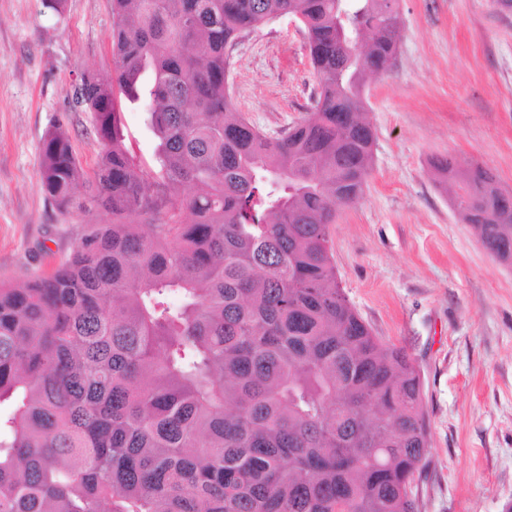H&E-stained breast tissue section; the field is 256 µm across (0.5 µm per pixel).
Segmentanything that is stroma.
<instances>
[{
    "label": "stroma",
    "mask_w": 512,
    "mask_h": 512,
    "mask_svg": "<svg viewBox=\"0 0 512 512\" xmlns=\"http://www.w3.org/2000/svg\"><path fill=\"white\" fill-rule=\"evenodd\" d=\"M396 61L366 82L372 166L362 199L338 210L336 275L376 336L405 348L428 412L420 512H504L512 504V266L455 211L431 161L479 164L512 194V9L494 0H400ZM111 0H0V282L21 284L69 257L105 211L61 214L40 187V145L63 120L75 155L101 151L71 107L86 71L108 75ZM234 102L274 135L299 122L315 78L298 23L281 18L231 49Z\"/></svg>",
    "instance_id": "1"
}]
</instances>
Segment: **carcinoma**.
Segmentation results:
<instances>
[{
  "instance_id": "obj_1",
  "label": "carcinoma",
  "mask_w": 512,
  "mask_h": 512,
  "mask_svg": "<svg viewBox=\"0 0 512 512\" xmlns=\"http://www.w3.org/2000/svg\"><path fill=\"white\" fill-rule=\"evenodd\" d=\"M399 2L112 0L113 72L73 101L97 170L59 120L40 164L59 211L112 223L53 273L0 283V512H418L420 371L354 309L329 248L369 176L365 80L394 64ZM282 17L317 87L271 137L232 101L229 51ZM123 101L147 116L152 167ZM432 166L512 264V196L479 165ZM122 107L128 148L142 163H150L153 142L151 133L145 124V115L127 106L123 105Z\"/></svg>"
}]
</instances>
